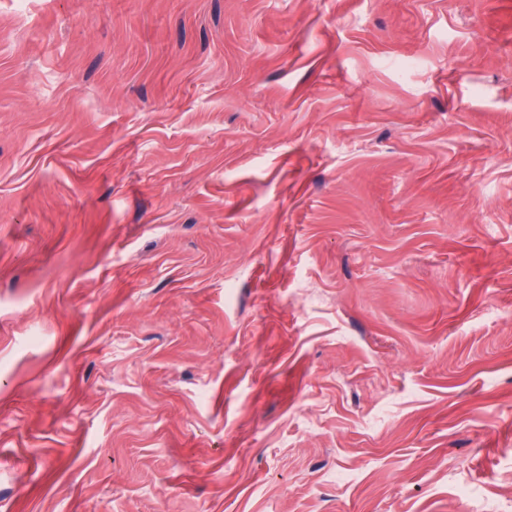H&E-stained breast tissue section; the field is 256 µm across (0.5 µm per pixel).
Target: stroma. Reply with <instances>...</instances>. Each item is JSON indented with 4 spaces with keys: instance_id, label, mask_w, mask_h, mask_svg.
<instances>
[{
    "instance_id": "stroma-1",
    "label": "stroma",
    "mask_w": 512,
    "mask_h": 512,
    "mask_svg": "<svg viewBox=\"0 0 512 512\" xmlns=\"http://www.w3.org/2000/svg\"><path fill=\"white\" fill-rule=\"evenodd\" d=\"M0 512H512V0H0Z\"/></svg>"
}]
</instances>
